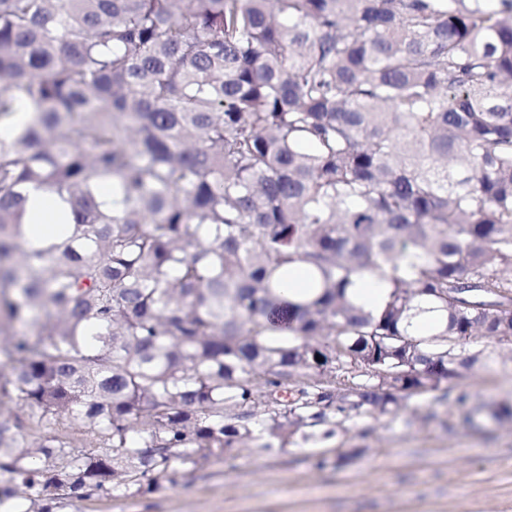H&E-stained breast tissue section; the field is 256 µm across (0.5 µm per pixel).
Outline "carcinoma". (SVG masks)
Returning <instances> with one entry per match:
<instances>
[{"mask_svg":"<svg viewBox=\"0 0 512 512\" xmlns=\"http://www.w3.org/2000/svg\"><path fill=\"white\" fill-rule=\"evenodd\" d=\"M0 129V325L36 326L0 512L239 448L343 466L352 418L512 347V0H0ZM31 186L74 217L44 246Z\"/></svg>","mask_w":512,"mask_h":512,"instance_id":"carcinoma-1","label":"carcinoma"}]
</instances>
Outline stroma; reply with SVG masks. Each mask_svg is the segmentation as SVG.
Instances as JSON below:
<instances>
[{"label": "stroma", "instance_id": "stroma-1", "mask_svg": "<svg viewBox=\"0 0 512 512\" xmlns=\"http://www.w3.org/2000/svg\"><path fill=\"white\" fill-rule=\"evenodd\" d=\"M486 359L460 381L474 415L458 418L454 398L415 396L394 416L354 419L345 448L357 458L318 463L302 445L257 448L215 459L143 496L76 504L70 512H512V420L488 403H512V361L491 338Z\"/></svg>", "mask_w": 512, "mask_h": 512}]
</instances>
